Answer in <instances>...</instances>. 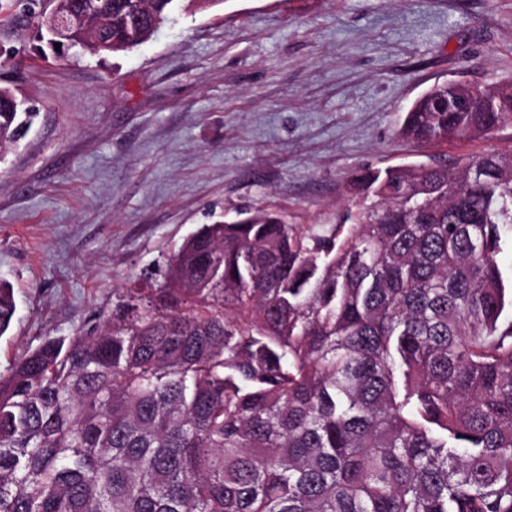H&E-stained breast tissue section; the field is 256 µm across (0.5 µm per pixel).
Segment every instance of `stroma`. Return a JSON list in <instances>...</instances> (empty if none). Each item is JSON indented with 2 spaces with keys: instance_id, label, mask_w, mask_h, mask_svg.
<instances>
[{
  "instance_id": "obj_1",
  "label": "stroma",
  "mask_w": 512,
  "mask_h": 512,
  "mask_svg": "<svg viewBox=\"0 0 512 512\" xmlns=\"http://www.w3.org/2000/svg\"><path fill=\"white\" fill-rule=\"evenodd\" d=\"M0 0V86L36 113L0 153V374L159 277L199 227L268 208L340 224L351 173L512 152L398 130L434 84L512 81V0H183L147 43L56 53ZM15 309L13 289L0 281V336L9 329Z\"/></svg>"
}]
</instances>
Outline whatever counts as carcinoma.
<instances>
[{"instance_id":"cac0c4a2","label":"carcinoma","mask_w":512,"mask_h":512,"mask_svg":"<svg viewBox=\"0 0 512 512\" xmlns=\"http://www.w3.org/2000/svg\"><path fill=\"white\" fill-rule=\"evenodd\" d=\"M180 0L93 7L112 53ZM432 87L400 134L512 123ZM33 113L0 103V148ZM337 230L205 224L102 320L0 375V512H512V154L360 170ZM13 289L0 281V336Z\"/></svg>"}]
</instances>
